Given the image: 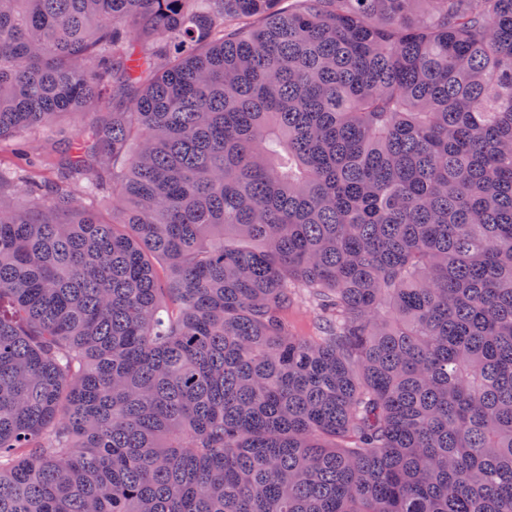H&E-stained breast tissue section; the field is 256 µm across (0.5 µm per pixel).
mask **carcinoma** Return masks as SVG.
Returning a JSON list of instances; mask_svg holds the SVG:
<instances>
[{
	"label": "carcinoma",
	"mask_w": 512,
	"mask_h": 512,
	"mask_svg": "<svg viewBox=\"0 0 512 512\" xmlns=\"http://www.w3.org/2000/svg\"><path fill=\"white\" fill-rule=\"evenodd\" d=\"M64 113L0 512H512V0H0V140Z\"/></svg>",
	"instance_id": "1"
}]
</instances>
